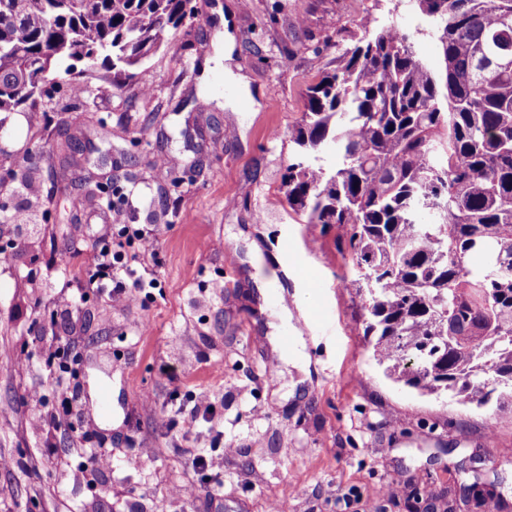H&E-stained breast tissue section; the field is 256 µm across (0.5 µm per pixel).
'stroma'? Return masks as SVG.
Wrapping results in <instances>:
<instances>
[{"label": "stroma", "mask_w": 512, "mask_h": 512, "mask_svg": "<svg viewBox=\"0 0 512 512\" xmlns=\"http://www.w3.org/2000/svg\"><path fill=\"white\" fill-rule=\"evenodd\" d=\"M197 5L195 26L165 35L133 81L116 86L98 70L81 96L60 87L42 111L0 127V347L26 357L0 363V512L92 502L102 512H268L274 499L288 512H485L461 497L476 479L512 512V463L482 441L490 429L496 447L512 448V410L492 421L388 380L362 336L344 228L301 223L280 189L306 89L363 38L361 21L403 29L435 71L437 22L417 0ZM226 31L231 60L207 68ZM77 118L91 129L104 119L112 133L111 159L86 152V171L118 179L129 223L155 229L158 285L129 306L95 290L70 311L56 305L113 232L105 210L82 206L85 190L59 158V128ZM31 166L26 189L15 175ZM28 212L35 226L17 229ZM65 344L79 356L62 373L46 360ZM33 390L46 396L38 420ZM203 390L215 402L209 423L191 413ZM66 396L79 412L71 423L56 417ZM222 444L232 452L213 497L191 458ZM98 445L111 467L88 463ZM188 483L195 498L174 495Z\"/></svg>", "instance_id": "obj_1"}]
</instances>
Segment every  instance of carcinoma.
Masks as SVG:
<instances>
[{
  "mask_svg": "<svg viewBox=\"0 0 512 512\" xmlns=\"http://www.w3.org/2000/svg\"><path fill=\"white\" fill-rule=\"evenodd\" d=\"M418 2L442 71L390 28L345 51L307 87L281 190L304 223L349 228L351 287L387 376L495 413L512 406V68L493 66L512 56V0ZM193 18L192 0H0V114L41 111L80 62L122 85ZM330 144L333 170L315 163Z\"/></svg>",
  "mask_w": 512,
  "mask_h": 512,
  "instance_id": "cac0c4a2",
  "label": "carcinoma"
}]
</instances>
